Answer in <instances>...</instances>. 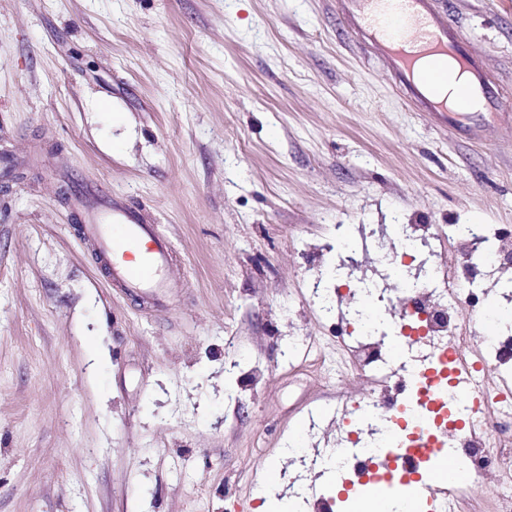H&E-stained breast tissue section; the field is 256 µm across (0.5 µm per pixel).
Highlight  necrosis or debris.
Wrapping results in <instances>:
<instances>
[{
	"instance_id": "necrosis-or-debris-1",
	"label": "necrosis or debris",
	"mask_w": 512,
	"mask_h": 512,
	"mask_svg": "<svg viewBox=\"0 0 512 512\" xmlns=\"http://www.w3.org/2000/svg\"><path fill=\"white\" fill-rule=\"evenodd\" d=\"M456 244L465 262L448 264ZM307 297L336 307V340L364 387L336 403L333 448L301 457L304 471L343 454L351 483H362L386 448H397L403 475L418 474L427 437L452 448L468 470L496 487L495 512H512V303H502L495 331L463 326L459 309L478 307L488 289L512 291V237L488 224H397L383 253L334 227L303 253ZM464 365L470 396L452 383ZM440 393L424 399L425 386Z\"/></svg>"
}]
</instances>
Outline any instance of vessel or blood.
Here are the masks:
<instances>
[{
	"mask_svg": "<svg viewBox=\"0 0 512 512\" xmlns=\"http://www.w3.org/2000/svg\"><path fill=\"white\" fill-rule=\"evenodd\" d=\"M381 2L340 0V5L354 33L374 45L388 63L396 87L412 102L454 122L500 110L505 89L471 52L468 39L438 9L436 0H393L397 9L393 18L381 10ZM430 56L451 59L457 66L455 101L440 95L439 74L422 69L421 59ZM75 201L83 217L81 233L101 258L112 285L158 300L164 298L171 286L168 272L175 254L158 226L97 190L82 191ZM400 468L398 459L387 460L383 477L368 482L370 494L387 490L413 499L424 498L431 506H438L446 480L393 483L392 474Z\"/></svg>",
	"mask_w": 512,
	"mask_h": 512,
	"instance_id": "vessel-or-blood-1",
	"label": "vessel or blood"
}]
</instances>
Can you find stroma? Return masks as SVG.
Instances as JSON below:
<instances>
[{
  "mask_svg": "<svg viewBox=\"0 0 512 512\" xmlns=\"http://www.w3.org/2000/svg\"><path fill=\"white\" fill-rule=\"evenodd\" d=\"M338 2L0 0V512H261L360 387L289 352L329 332L297 245L512 229V101L473 136L416 111ZM438 5L512 87V0ZM86 187L174 245L165 300L108 282Z\"/></svg>",
  "mask_w": 512,
  "mask_h": 512,
  "instance_id": "35a3bbf8",
  "label": "stroma"
}]
</instances>
